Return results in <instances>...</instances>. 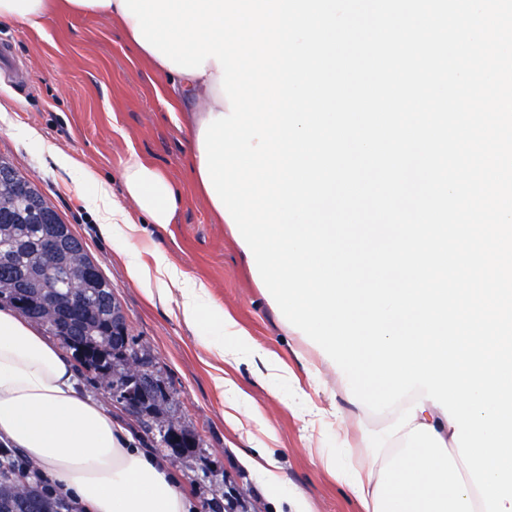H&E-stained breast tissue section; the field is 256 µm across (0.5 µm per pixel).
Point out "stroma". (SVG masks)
I'll return each mask as SVG.
<instances>
[{"mask_svg":"<svg viewBox=\"0 0 512 512\" xmlns=\"http://www.w3.org/2000/svg\"><path fill=\"white\" fill-rule=\"evenodd\" d=\"M2 40L13 46L14 65L0 69V105L6 109L0 157L38 187L111 282L130 338L172 394L166 418L195 438L194 448L170 464L194 493L199 512H228V503L239 500L246 512H287V503H273L244 463L245 456L262 451L276 459L288 490L302 494L311 512H362L317 458L322 449L340 459L361 456V449L346 447L332 430L312 423L309 409L336 403L345 417L373 431L384 429L387 418L356 409L344 395L331 400L317 392L302 368L306 360L320 365L314 345L308 337L292 335L268 306L226 225L217 222L196 191L182 115L170 111V94L150 64L117 25L94 14L54 11L39 31L1 20ZM30 128L40 141L26 137ZM55 151L84 162L117 201L124 197L122 174L130 156L173 180L181 196L173 223L162 227L140 220L135 242L142 260L150 261L152 250L162 248L185 277L206 283L213 302L286 364L292 378H267L258 361L222 363L169 305L150 303L127 280L122 258L101 234L99 219L84 200L91 186L83 184L80 172L59 169L51 157ZM219 372L247 395L246 409L258 410L260 420L225 422L229 399L212 381ZM79 378L87 394L129 427L139 447L160 455L158 434L146 418L129 412L87 369H80Z\"/></svg>","mask_w":512,"mask_h":512,"instance_id":"obj_1","label":"stroma"}]
</instances>
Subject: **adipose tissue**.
Here are the masks:
<instances>
[{
	"label": "adipose tissue",
	"instance_id": "obj_1",
	"mask_svg": "<svg viewBox=\"0 0 512 512\" xmlns=\"http://www.w3.org/2000/svg\"><path fill=\"white\" fill-rule=\"evenodd\" d=\"M141 55L167 78L174 107L193 100L189 139L197 141L209 115L227 112L214 60L204 73L170 69L149 50ZM86 183L95 188L102 211L101 230L110 235L125 261L130 282L148 298L167 300L179 291L177 316L187 326L210 321L231 338L217 354L230 363L241 353L268 361L249 332L221 309L209 305L204 283L192 281L164 253L153 264L140 261L133 235L135 214L152 223H172L179 202L173 182L156 168L130 157L123 173L128 205L111 200L92 171ZM454 427L441 407L425 402L415 420L387 441L377 462L338 461L325 453L322 464L344 484L365 512H486L452 440ZM0 442L18 448L51 472L63 489L73 491L85 512H192L191 496L168 465L138 448L131 432L111 410L87 395L72 361L43 332L41 325L9 305L0 306ZM269 494L287 497L292 512H310L300 494H286L275 460L266 454L246 459Z\"/></svg>",
	"mask_w": 512,
	"mask_h": 512
}]
</instances>
